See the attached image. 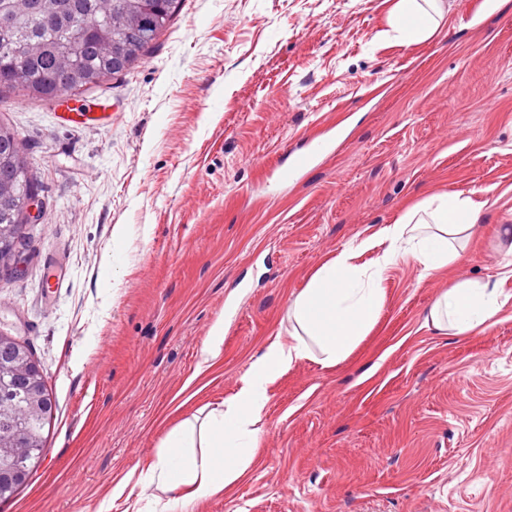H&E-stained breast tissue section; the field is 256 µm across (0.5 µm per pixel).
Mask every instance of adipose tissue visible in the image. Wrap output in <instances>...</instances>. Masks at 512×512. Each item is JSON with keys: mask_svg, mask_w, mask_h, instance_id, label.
Here are the masks:
<instances>
[{"mask_svg": "<svg viewBox=\"0 0 512 512\" xmlns=\"http://www.w3.org/2000/svg\"><path fill=\"white\" fill-rule=\"evenodd\" d=\"M444 14L441 0H395L389 27L377 37L401 45L422 42L436 32ZM479 214L471 196L445 192L347 243L289 303V340L271 341L253 358L243 386L223 407L173 429L156 462L116 482L113 498L123 497L131 483H153L162 492L157 512H190L195 501L244 479L263 433L268 384L303 360L325 368L344 362L379 319L388 270L402 259L417 262L428 274L448 268L475 234ZM366 253L372 259L364 264L360 258ZM504 305L497 284L466 279L433 302L425 322L442 335L472 336L487 328Z\"/></svg>", "mask_w": 512, "mask_h": 512, "instance_id": "ef3b65f1", "label": "adipose tissue"}]
</instances>
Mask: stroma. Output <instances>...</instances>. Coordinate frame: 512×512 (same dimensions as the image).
<instances>
[{
  "label": "stroma",
  "mask_w": 512,
  "mask_h": 512,
  "mask_svg": "<svg viewBox=\"0 0 512 512\" xmlns=\"http://www.w3.org/2000/svg\"><path fill=\"white\" fill-rule=\"evenodd\" d=\"M393 2L181 0L128 71L76 94L82 111L0 87L41 206L21 274H0V332L56 403L0 512L109 500L288 340V304L323 262L448 191L481 206L460 260L433 276L399 262L345 362L280 373L249 475L193 512H512V303L473 336L424 323L461 278L512 296V5L449 0L431 39L375 41ZM328 127L342 146L276 186L283 153Z\"/></svg>",
  "instance_id": "1"
}]
</instances>
